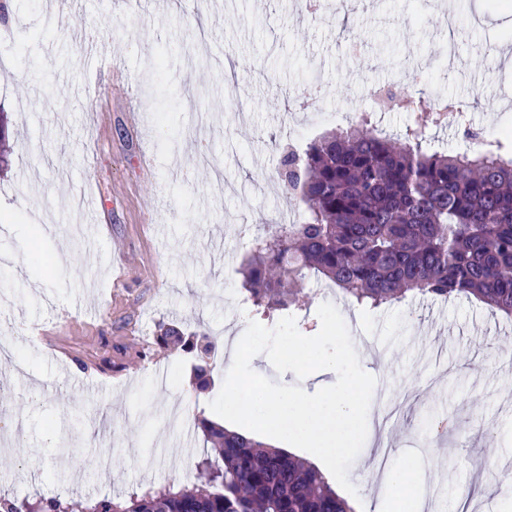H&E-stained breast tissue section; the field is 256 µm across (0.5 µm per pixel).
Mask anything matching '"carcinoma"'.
<instances>
[{"label": "carcinoma", "instance_id": "1", "mask_svg": "<svg viewBox=\"0 0 512 512\" xmlns=\"http://www.w3.org/2000/svg\"><path fill=\"white\" fill-rule=\"evenodd\" d=\"M405 101L412 123L399 137L362 116L282 157L281 176L306 215L254 240L242 268L254 307L272 316L296 306L315 278L371 308L414 292L473 298L512 317V155L430 149L423 91ZM160 341L199 351L197 384L208 386L212 336L184 340L162 325ZM197 428L211 448L178 489L80 506L0 496V512H353L312 463L208 419Z\"/></svg>", "mask_w": 512, "mask_h": 512}]
</instances>
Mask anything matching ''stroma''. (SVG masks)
Wrapping results in <instances>:
<instances>
[{"mask_svg":"<svg viewBox=\"0 0 512 512\" xmlns=\"http://www.w3.org/2000/svg\"><path fill=\"white\" fill-rule=\"evenodd\" d=\"M2 35L14 63L0 69V335L19 337L26 362L0 356L6 495L85 501L187 483L203 436L171 408L212 418L232 363L224 336L277 323L233 293L271 216H303L279 177L284 150L356 110L394 135L411 119L371 110L367 88L421 71L427 97L471 105L467 125L429 130L437 150L512 152V7L497 0H325L315 13L305 0H12ZM96 37L110 54L88 70ZM312 82L318 111H292L289 91ZM78 195L102 200L91 253L88 220L69 209ZM324 302L380 372L373 407L402 406L388 467L421 459L433 512H458L465 489L473 512H512L500 482L512 473V319L413 293L362 307L322 281L289 311L301 333L318 332ZM161 323L219 338L208 389L194 354L158 345ZM460 456L500 470L473 473Z\"/></svg>","mask_w":512,"mask_h":512,"instance_id":"obj_1","label":"stroma"}]
</instances>
